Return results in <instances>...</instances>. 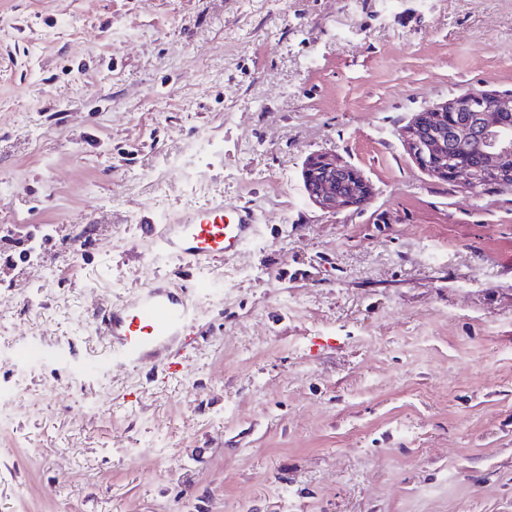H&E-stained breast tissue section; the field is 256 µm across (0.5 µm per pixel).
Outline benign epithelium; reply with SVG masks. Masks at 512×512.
I'll list each match as a JSON object with an SVG mask.
<instances>
[{
  "label": "benign epithelium",
  "mask_w": 512,
  "mask_h": 512,
  "mask_svg": "<svg viewBox=\"0 0 512 512\" xmlns=\"http://www.w3.org/2000/svg\"><path fill=\"white\" fill-rule=\"evenodd\" d=\"M446 111H448L446 105L423 109L429 137L409 139L406 149L420 168L430 170L441 178L449 176L456 181L464 180L472 183L474 182L472 169L449 159L442 140L448 135L468 138L479 135L478 120L474 118L448 130L444 126L443 118ZM510 161H512V146L509 144L491 146L482 150L481 168L487 174H497ZM306 168L313 170V173L307 174L306 180L311 199L320 207L334 211L342 207H362L369 202L372 195L371 186L355 167L344 169V172L350 176L352 192L345 195L336 189V170L339 169L336 156L326 153L315 155L307 161Z\"/></svg>",
  "instance_id": "benign-epithelium-1"
}]
</instances>
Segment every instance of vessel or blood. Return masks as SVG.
I'll return each mask as SVG.
<instances>
[{"label":"vessel or blood","mask_w":512,"mask_h":512,"mask_svg":"<svg viewBox=\"0 0 512 512\" xmlns=\"http://www.w3.org/2000/svg\"><path fill=\"white\" fill-rule=\"evenodd\" d=\"M143 230L154 236L162 255L194 265L239 251L254 232V215L243 208L227 210L219 197L177 223L161 229L147 224ZM97 319L102 335L112 339L113 353L135 365L145 363L159 347L169 351L172 359L183 358L193 323L187 300L162 282L142 287L133 308L108 306Z\"/></svg>","instance_id":"1"}]
</instances>
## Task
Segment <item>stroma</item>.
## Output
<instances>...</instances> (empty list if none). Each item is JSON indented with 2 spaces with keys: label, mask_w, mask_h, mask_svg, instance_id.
Instances as JSON below:
<instances>
[{
  "label": "stroma",
  "mask_w": 512,
  "mask_h": 512,
  "mask_svg": "<svg viewBox=\"0 0 512 512\" xmlns=\"http://www.w3.org/2000/svg\"><path fill=\"white\" fill-rule=\"evenodd\" d=\"M511 91L512 0H0V341L47 359L0 364V512H512V190L398 136ZM316 153L370 202L310 201ZM215 196L239 252L142 235ZM158 276L172 374L94 322Z\"/></svg>",
  "instance_id": "stroma-1"
}]
</instances>
